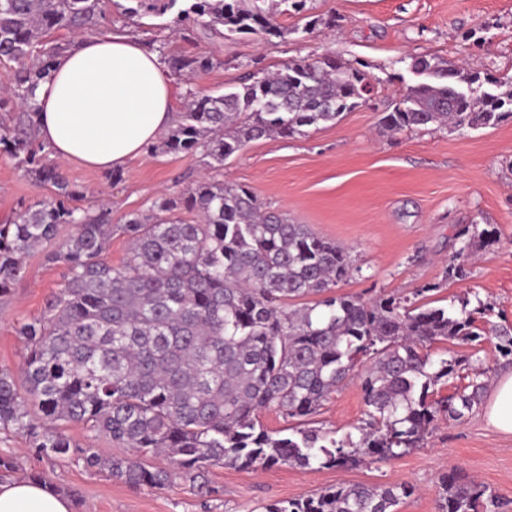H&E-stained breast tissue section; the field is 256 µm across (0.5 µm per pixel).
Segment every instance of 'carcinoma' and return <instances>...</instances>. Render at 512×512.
I'll list each match as a JSON object with an SVG mask.
<instances>
[{
  "label": "carcinoma",
  "mask_w": 512,
  "mask_h": 512,
  "mask_svg": "<svg viewBox=\"0 0 512 512\" xmlns=\"http://www.w3.org/2000/svg\"><path fill=\"white\" fill-rule=\"evenodd\" d=\"M124 14L162 16L179 0H131ZM178 19L188 38L283 37L268 0H185ZM99 0H0V64L13 65L0 96V156L54 188L48 201L21 208L0 224V301L25 275L24 259L53 244L63 224L73 234L50 254L64 266L62 288L41 312L16 327L28 347L25 393L0 371V429L29 437L43 455L84 456L131 487L163 488L175 475L195 482L221 465L241 470L345 468L395 459L417 448L440 416L461 421L487 389V371L472 355L433 359L438 341L480 343L512 357V327L477 324L492 311L431 307L409 298L366 301L333 289L359 271L344 246L319 237L288 215L269 211L244 186L202 180L185 193L161 196L153 214L130 213L120 230L130 241L118 265L107 258V213L77 205L84 193L62 174L37 136L36 90L67 49L49 36L59 28L96 25ZM172 72L196 81L214 67L206 54L167 58ZM428 72L380 119L387 133L479 129L512 117V76L481 74L447 61L411 57ZM467 84H489L488 96L462 99ZM373 90L354 64L325 54L297 58L275 72L252 71L236 90L213 96L187 90L185 110L161 142L165 153H200L220 167L250 142L288 137L334 122ZM195 219L188 221L183 213ZM446 277H467V259L497 242L474 224ZM316 300H310V297ZM365 404L355 433L322 429L273 435L259 414L277 408L290 419L317 414L355 371ZM467 372L469 382L434 398V388ZM36 407L48 426L36 425ZM80 424L137 455L101 458L71 442L63 424ZM166 454L176 469L144 457ZM438 512H490L498 496L453 468L439 476ZM414 494L406 482L340 484L305 498L275 502L265 512H396Z\"/></svg>",
  "instance_id": "carcinoma-1"
}]
</instances>
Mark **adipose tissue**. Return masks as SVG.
<instances>
[{"instance_id": "adipose-tissue-1", "label": "adipose tissue", "mask_w": 512, "mask_h": 512, "mask_svg": "<svg viewBox=\"0 0 512 512\" xmlns=\"http://www.w3.org/2000/svg\"><path fill=\"white\" fill-rule=\"evenodd\" d=\"M38 137L63 163L125 166L170 127L173 78L154 50L128 35L79 38L36 91ZM0 512H72L69 499L32 480L0 484Z\"/></svg>"}]
</instances>
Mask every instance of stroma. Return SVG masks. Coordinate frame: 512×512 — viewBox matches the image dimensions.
<instances>
[{
  "instance_id": "obj_1",
  "label": "stroma",
  "mask_w": 512,
  "mask_h": 512,
  "mask_svg": "<svg viewBox=\"0 0 512 512\" xmlns=\"http://www.w3.org/2000/svg\"><path fill=\"white\" fill-rule=\"evenodd\" d=\"M304 15L280 16L286 39L248 36L193 43L173 38L174 13L128 17L104 0L92 35L124 33L148 43L160 55L204 53L216 64L197 86L220 95L245 73L282 68L295 58L330 53L363 62L376 78L368 102L343 113L336 124L307 129L291 138L249 143L223 168L198 153L169 154L143 149L121 169L120 179L78 164L62 167L84 192L82 207L107 210L112 223L132 212L150 213L161 195H176L202 179L249 187L259 201L283 210L319 236L350 248L360 275L340 283V294L369 300L412 297L428 283L438 289L428 300L447 307L459 299L492 303L489 323L512 325V117L476 130L428 129L397 135L383 132L382 113L392 111L401 89L417 83L413 56L460 61L470 70L512 76V0H307ZM335 18L305 29L307 16ZM49 187L35 182L0 157V222L15 211L49 199ZM476 224L498 231V241L479 252L462 281L444 277L445 262L461 246L459 228ZM25 277L0 303V370L19 375L26 354L18 321L38 315L46 298L61 287L64 268L46 249L29 253ZM496 338L479 349L441 341L433 356L478 352L492 377L512 370L496 349ZM365 409L358 378L348 379L323 405L315 426L344 436ZM0 454L13 456L23 472L43 473L74 506V512H263L266 505L300 498L341 483L408 482L416 494L398 512H438V477L457 466L512 500V435L489 425L484 409L463 421L439 420L421 447L400 458L352 468L310 470L277 466L265 471L209 468L212 489L199 496L188 479L158 490L133 488L81 455L64 459L36 454L21 433L0 431Z\"/></svg>"
}]
</instances>
